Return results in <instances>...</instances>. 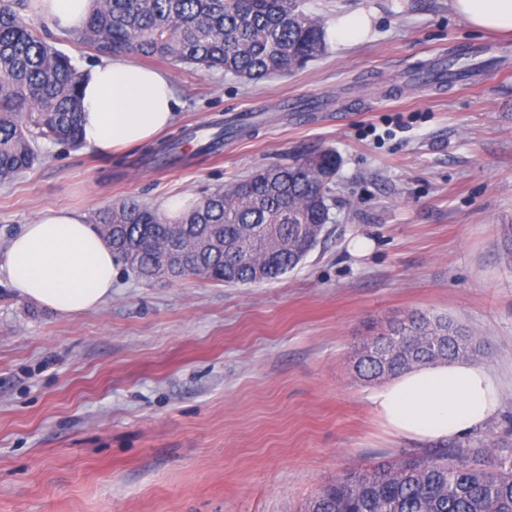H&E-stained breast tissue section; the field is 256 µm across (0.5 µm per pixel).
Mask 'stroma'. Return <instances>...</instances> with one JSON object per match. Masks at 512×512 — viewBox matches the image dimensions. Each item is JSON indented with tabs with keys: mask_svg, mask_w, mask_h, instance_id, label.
<instances>
[{
	"mask_svg": "<svg viewBox=\"0 0 512 512\" xmlns=\"http://www.w3.org/2000/svg\"><path fill=\"white\" fill-rule=\"evenodd\" d=\"M324 55L247 80L154 61L180 101L154 142L113 156L41 142L0 186V256L46 208L85 215L126 198L163 206L322 148L336 152L330 221L290 272L256 284L139 277L61 315L0 280V512H307L344 472L432 451L386 435L355 361L415 311L483 341L498 414L457 440L512 463V37L478 33L448 0H302ZM371 14L362 40L338 17ZM493 44L489 67L443 86L410 74ZM309 104L292 112L288 99ZM241 134L200 155L226 123ZM365 238L372 248L354 253Z\"/></svg>",
	"mask_w": 512,
	"mask_h": 512,
	"instance_id": "obj_1",
	"label": "stroma"
}]
</instances>
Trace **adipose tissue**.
<instances>
[{"label": "adipose tissue", "mask_w": 512, "mask_h": 512, "mask_svg": "<svg viewBox=\"0 0 512 512\" xmlns=\"http://www.w3.org/2000/svg\"><path fill=\"white\" fill-rule=\"evenodd\" d=\"M57 29L85 23L91 0H35ZM478 32H512V0H448ZM83 140L103 154L151 142L173 125L179 101L167 73L113 56L92 67L81 87ZM116 260L94 225L70 209H49L14 237L0 275L17 294L63 315L98 307L112 295ZM368 401L383 431L413 442H445L483 427L501 407L500 384L483 364L420 365L374 389Z\"/></svg>", "instance_id": "obj_1"}]
</instances>
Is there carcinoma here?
Returning <instances> with one entry per match:
<instances>
[{
	"mask_svg": "<svg viewBox=\"0 0 512 512\" xmlns=\"http://www.w3.org/2000/svg\"><path fill=\"white\" fill-rule=\"evenodd\" d=\"M31 0H0V185L39 160L38 141L83 145L79 88L86 77L72 59L26 21ZM301 0H92L70 40L103 55L131 53L222 69L239 77L288 73L326 50L322 23ZM338 157L325 150L268 167L197 201L172 229L167 218L135 199L94 213L118 260L143 278L163 275L156 253L173 236L216 232L224 248L202 251L176 276L227 284L256 283V267L274 279L296 267L329 221V183ZM480 344L445 316L423 312L391 322L367 342L357 361L366 378L396 376L417 365L468 359ZM308 512H512V464L487 470L471 450L453 448L403 457L365 472H347L325 487Z\"/></svg>",
	"mask_w": 512,
	"mask_h": 512,
	"instance_id": "1",
	"label": "carcinoma"
}]
</instances>
